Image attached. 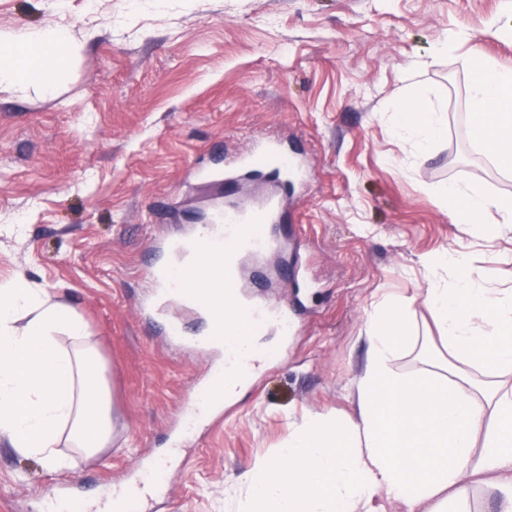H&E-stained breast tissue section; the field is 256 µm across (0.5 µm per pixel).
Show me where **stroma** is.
<instances>
[{"instance_id":"35a3bbf8","label":"stroma","mask_w":512,"mask_h":512,"mask_svg":"<svg viewBox=\"0 0 512 512\" xmlns=\"http://www.w3.org/2000/svg\"><path fill=\"white\" fill-rule=\"evenodd\" d=\"M491 25L512 27V0H99L94 15L66 0L62 18L47 0H0V33L60 26L76 46L55 95L0 86V282L25 274L83 318L115 419L110 448L60 445L70 465L56 473L0 443V512H46L61 481L104 507V489L153 456L167 464L149 512H243L244 477L304 417L353 414L383 295L414 297L408 332L435 339L421 256L469 252L512 290V230L476 238L439 204L460 179L512 195V171L471 130L467 71L480 58L512 69V40ZM454 27L472 40L437 52ZM402 100L448 115L425 154L391 133ZM269 133L304 163L288 224L319 285L292 341L257 329L271 364L171 458L183 397L223 351L165 344L139 311L145 266L159 236L263 196L247 179L225 197L193 169Z\"/></svg>"}]
</instances>
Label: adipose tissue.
<instances>
[{"mask_svg": "<svg viewBox=\"0 0 512 512\" xmlns=\"http://www.w3.org/2000/svg\"><path fill=\"white\" fill-rule=\"evenodd\" d=\"M75 47L59 27L0 33V85L54 95ZM472 129L492 159L512 168V69L486 63L467 76ZM447 128L445 113L404 101L392 132L428 149ZM444 204L455 223L481 228L488 213L512 223V198L461 180ZM448 270L427 303L451 363L447 373L404 376L393 361L413 341L409 299L373 308L367 358L355 382L356 414L303 419L285 448L257 459L246 512H373L378 494L400 512H448L463 480L497 493L512 512V390H463L470 367L512 371V290L488 284L464 254L429 257ZM95 455L111 444L112 413L99 356L79 314L33 288L25 275L0 284V438L53 471L67 468L57 446Z\"/></svg>", "mask_w": 512, "mask_h": 512, "instance_id": "obj_1", "label": "adipose tissue"}]
</instances>
